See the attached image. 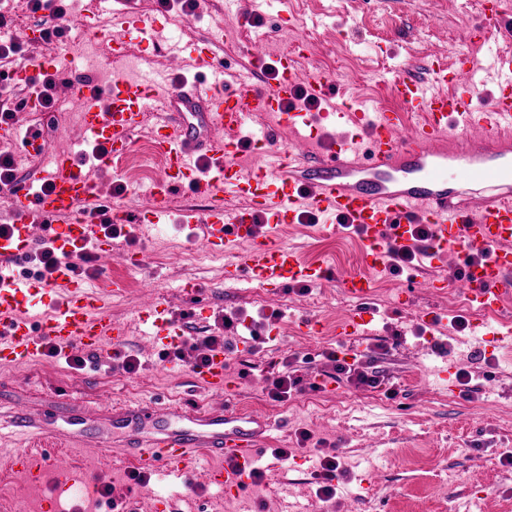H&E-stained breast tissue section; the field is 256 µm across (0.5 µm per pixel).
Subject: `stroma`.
I'll return each instance as SVG.
<instances>
[{"label": "stroma", "instance_id": "35a3bbf8", "mask_svg": "<svg viewBox=\"0 0 512 512\" xmlns=\"http://www.w3.org/2000/svg\"><path fill=\"white\" fill-rule=\"evenodd\" d=\"M136 2L155 25V42L136 43V57L113 60L108 43L115 29L109 14L95 12L91 0H71L72 30L57 48L62 61L87 52L91 64L86 72L98 80L167 69L179 82L193 80L199 62L187 56L170 63L167 49L174 41L208 40L228 62L244 61L243 25L225 17L224 0H196V22L186 32L159 13L156 0ZM26 6L27 0H6L0 9L12 17L9 34L22 44V62L30 66L42 48L29 44L28 34L42 16L27 12ZM479 13L480 0H275L251 32L253 39L264 41L265 61L271 65L287 44L306 42L297 67L304 74L344 77L334 93L337 107L347 110L358 96L381 92L379 75L400 70L422 76L438 56L456 65L458 53L469 47L467 30L479 24ZM14 122L23 129L39 128L50 146L83 136L77 112H19ZM151 133L146 125L135 134L130 163L105 169L91 162L84 168L103 195L132 212L157 176ZM204 209L201 199L176 195L162 231L130 223L112 242V275L124 280L125 287L113 298L111 313L127 330L123 350L140 360L138 372L115 367L109 357L100 359L94 370H73L53 357L31 365L0 364V407L39 412L56 400L104 416L113 407L163 396L181 406L222 402V395L189 390L190 368L161 360L140 322L145 300L155 298L174 313H187L188 334L206 335L213 320L193 318L194 303L179 289L189 280H204L211 285L209 304L215 315L234 312L269 335L265 344L232 355L230 371L242 376L234 400L243 410L287 420V428L276 431L270 445L288 449L291 459H269L259 483L234 499L211 482L205 465L197 468L189 489L180 478L163 474L138 486L129 477L130 465L117 458L104 461L97 448L88 447L69 461L74 473L95 476L117 502L162 497L179 512H512V465L506 461L512 456V357L474 348L471 329L477 321L459 289L423 288L402 306L403 275H377L372 333L350 346L371 355L383 385L358 387L319 358L323 349L336 345V324L349 308L340 280L363 268L364 245L355 233L340 229L325 235L316 224L289 226L287 244L298 247L306 261L328 265L330 273L307 292L271 294L225 284L223 263L207 251L202 230L189 225ZM134 252L140 253L141 265H131ZM427 311L438 314L435 326H424L421 317ZM293 312L310 317L315 329L300 334L289 318ZM460 316L467 329L456 327ZM438 342L445 351L435 350ZM292 353L314 358L312 364L296 365L305 389L286 401L272 400L267 379ZM443 366L452 374L462 369L471 373L472 398L435 386L433 373ZM390 388L396 397L387 396ZM303 430L311 438L302 444L298 438ZM323 452L335 455L340 473L336 498L328 503L315 495L314 475ZM50 502L57 512L98 510L74 489L49 480L35 486L17 469L0 466V512H40Z\"/></svg>", "mask_w": 512, "mask_h": 512}]
</instances>
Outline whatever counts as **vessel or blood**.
I'll use <instances>...</instances> for the list:
<instances>
[{
	"instance_id": "1",
	"label": "vessel or blood",
	"mask_w": 512,
	"mask_h": 512,
	"mask_svg": "<svg viewBox=\"0 0 512 512\" xmlns=\"http://www.w3.org/2000/svg\"><path fill=\"white\" fill-rule=\"evenodd\" d=\"M113 1L120 6L122 29L149 35L152 26L132 0H102L106 5ZM190 49L203 72L182 84L164 70L141 79L117 74L108 83L84 82L74 68L60 67L51 49L36 65L60 70L64 90L82 106L85 139L107 149L101 161L105 167L130 149L151 104L163 101L166 115L152 135L165 171L145 193L141 214L150 223H165L170 199L184 190L207 200L205 244L211 252L234 256L224 266L225 283L255 284L278 293L294 282L323 280L327 268L304 262L277 234L303 210L344 220L364 242L365 269L341 281L351 311L337 324L336 334L364 336L374 273L386 269L389 248L412 246L414 225L426 224L431 234L426 258L439 259L451 246L462 263L480 254L478 263L468 265L462 293L469 306L493 312L497 319L482 345L512 350L511 55L493 54L484 65L466 58L455 72L440 61L425 77L389 78L386 88L418 116L416 123L404 126L375 98L357 100L348 112L283 111L299 83L320 100L329 97L335 84L319 73L299 79L291 55H280L275 76L258 87L252 66L243 67L231 85L224 78L223 57L207 45L194 43ZM485 70L494 75V89L479 107L473 94L458 91L457 85L476 84ZM260 115L267 116V123L253 138H244L243 130ZM330 125L342 126V133L323 137L322 129ZM284 127L305 130L296 154L279 148ZM0 139L26 156L50 162L44 190L23 184L6 200L12 229L0 237V362H37L51 346L62 357L78 348L96 355L120 350L126 330L112 320L109 309L123 283L106 263L111 239L99 225L77 215L81 205L102 196L78 170L75 147L63 143L46 149L40 136L14 124H0ZM250 140L263 146L265 162L246 170L239 160ZM229 194L248 200V207L228 208ZM45 242L65 254L89 246L97 274L85 277L63 266L44 278L23 277L32 252ZM34 306L44 308V319L28 317ZM141 312L156 346L182 342L183 326L168 306L152 299ZM191 383L224 394L225 403L174 411L158 399L120 407L99 419L92 434L86 431L89 414L73 404L59 420L14 409L7 426L31 437L39 448L15 453L10 462L30 482L50 474L65 486L72 476L60 466L57 450L67 445L90 444L107 456L120 450L134 469L147 474L187 477L208 459L217 464L210 472L212 482L237 495L247 489L246 470L265 455L279 425L233 405L237 382L223 350L212 351L206 365L193 369Z\"/></svg>"
}]
</instances>
